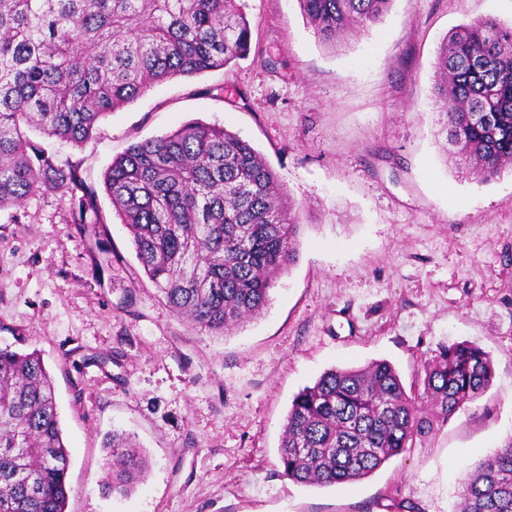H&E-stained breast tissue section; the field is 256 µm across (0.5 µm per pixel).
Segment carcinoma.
Instances as JSON below:
<instances>
[{"mask_svg":"<svg viewBox=\"0 0 512 512\" xmlns=\"http://www.w3.org/2000/svg\"><path fill=\"white\" fill-rule=\"evenodd\" d=\"M336 49L381 23L394 0H297ZM237 0H0V209L40 191L75 224L101 223L94 191L29 136L73 145L146 89L224 68L250 52ZM432 90L448 162L482 182L512 170V26L477 18L436 57ZM105 187L145 274L177 315L222 335L262 313L297 259L299 206L238 134L189 122L130 146ZM490 354L439 348L405 388L394 366L333 367L299 391L279 446L282 476L331 486L360 481L491 385ZM105 486L125 496L147 469L116 431ZM70 455L54 384L38 350L0 348V512H65ZM456 512H512V433L475 464Z\"/></svg>","mask_w":512,"mask_h":512,"instance_id":"carcinoma-1","label":"carcinoma"}]
</instances>
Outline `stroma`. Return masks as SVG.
<instances>
[{"mask_svg":"<svg viewBox=\"0 0 512 512\" xmlns=\"http://www.w3.org/2000/svg\"><path fill=\"white\" fill-rule=\"evenodd\" d=\"M248 58L153 85L81 145L33 132L96 191L111 264L58 195L0 210V346L39 350L70 453L66 512H453L475 463L512 432V172L449 163L431 90L436 52L512 0H395L324 46L297 0H244ZM197 120L237 133L303 205L297 260L258 318L210 335L147 278L104 190L112 160ZM489 352L487 391L372 475L306 486L281 474L293 397L332 366L388 360L403 384L439 347ZM148 460L105 490L112 431Z\"/></svg>","mask_w":512,"mask_h":512,"instance_id":"1","label":"stroma"}]
</instances>
